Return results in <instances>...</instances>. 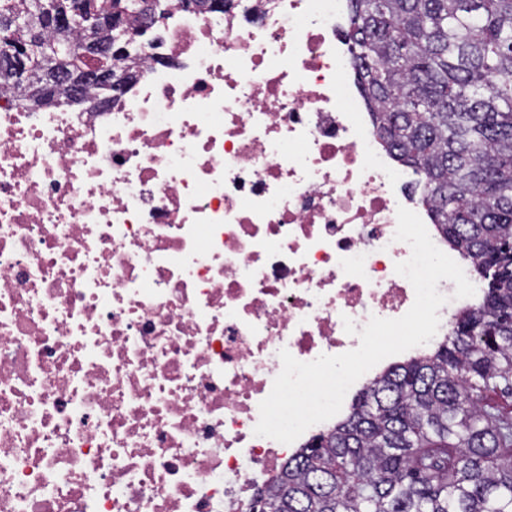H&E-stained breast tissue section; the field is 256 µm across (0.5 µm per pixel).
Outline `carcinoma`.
I'll return each instance as SVG.
<instances>
[{
	"label": "carcinoma",
	"instance_id": "obj_1",
	"mask_svg": "<svg viewBox=\"0 0 512 512\" xmlns=\"http://www.w3.org/2000/svg\"><path fill=\"white\" fill-rule=\"evenodd\" d=\"M102 0H0V89L30 93L52 68L86 67ZM129 47L144 0H111ZM346 37L384 148L421 175L423 201L487 281L424 355L394 363L349 414L288 457L251 512H512V0H348ZM70 24L55 27L52 11ZM22 25H17V22Z\"/></svg>",
	"mask_w": 512,
	"mask_h": 512
}]
</instances>
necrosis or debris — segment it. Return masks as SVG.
Returning <instances> with one entry per match:
<instances>
[{"instance_id":"1","label":"necrosis or debris","mask_w":512,"mask_h":512,"mask_svg":"<svg viewBox=\"0 0 512 512\" xmlns=\"http://www.w3.org/2000/svg\"><path fill=\"white\" fill-rule=\"evenodd\" d=\"M347 0H168L137 79L0 95V512H248L280 350L413 305L397 209L454 261L352 76Z\"/></svg>"}]
</instances>
